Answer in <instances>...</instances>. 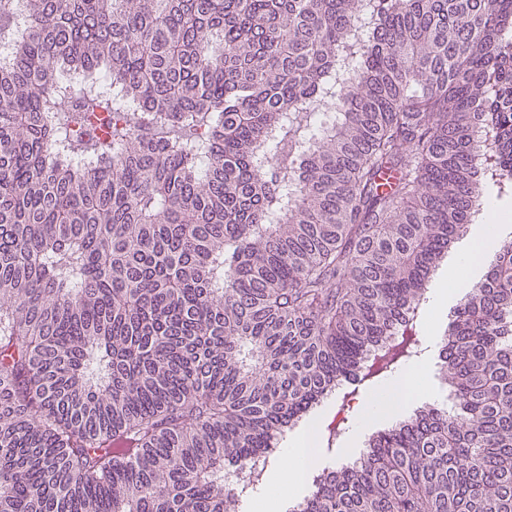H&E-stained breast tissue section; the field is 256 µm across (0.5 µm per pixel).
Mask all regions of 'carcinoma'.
I'll return each mask as SVG.
<instances>
[{"label":"carcinoma","mask_w":512,"mask_h":512,"mask_svg":"<svg viewBox=\"0 0 512 512\" xmlns=\"http://www.w3.org/2000/svg\"><path fill=\"white\" fill-rule=\"evenodd\" d=\"M21 12L0 0V512H240L303 414L410 360L431 273L512 196V0ZM438 359L453 411L371 434L296 512H512L511 234Z\"/></svg>","instance_id":"1"}]
</instances>
